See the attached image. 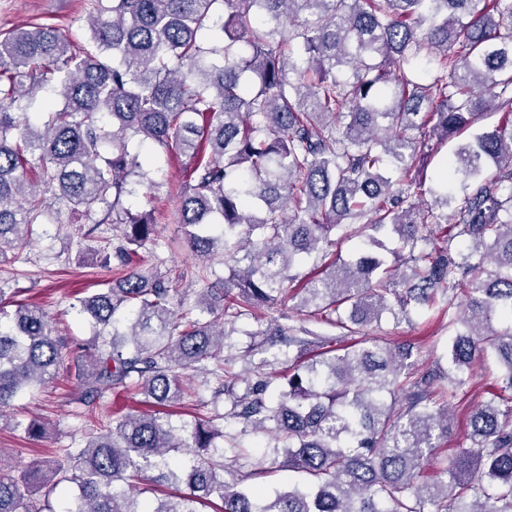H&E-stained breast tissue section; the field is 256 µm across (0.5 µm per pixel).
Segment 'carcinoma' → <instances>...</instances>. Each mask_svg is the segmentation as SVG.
Masks as SVG:
<instances>
[{
  "mask_svg": "<svg viewBox=\"0 0 512 512\" xmlns=\"http://www.w3.org/2000/svg\"><path fill=\"white\" fill-rule=\"evenodd\" d=\"M87 26L82 50L41 24L0 38V260L58 223L56 201L93 231L120 228L127 272L78 299L93 337L72 346L40 306L7 311L0 288V408L60 375L90 417L116 389L177 402L186 369L230 394L225 339L244 318L251 335L313 355H286L287 387L274 392L256 372L222 416L175 427L127 413L46 469L1 475L0 512H55L63 484L77 488L66 512H200L211 498L218 512H512V0H94ZM47 86L61 103L33 118ZM486 111L498 123L428 178L437 146ZM145 140L187 159L177 223L190 250L231 263L227 276L198 275L222 285L195 302L209 319L174 313L187 273L133 264L157 224L155 210L123 205L156 186L132 152ZM359 221L398 249L387 256L370 236L355 260L337 259ZM314 254L320 272L302 281L296 268ZM460 287L462 309L450 297ZM288 298L345 336L387 311L448 314L442 389L406 372L407 344L365 336L338 353L330 336L256 318ZM484 356L499 362L500 391L472 410L470 445L427 480ZM223 416L268 435L280 468L307 483L265 495L224 480L215 438L238 443L215 424ZM189 447L199 454L186 471L174 454ZM163 470L188 492L140 500L134 483Z\"/></svg>",
  "mask_w": 512,
  "mask_h": 512,
  "instance_id": "1",
  "label": "carcinoma"
}]
</instances>
